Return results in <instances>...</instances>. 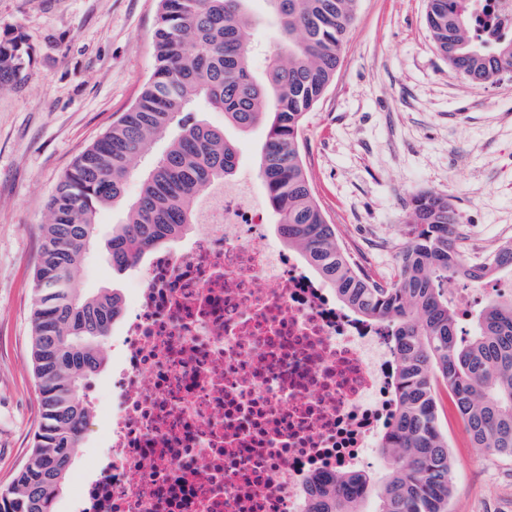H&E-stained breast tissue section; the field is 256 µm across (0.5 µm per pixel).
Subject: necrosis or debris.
<instances>
[{
	"label": "necrosis or debris",
	"mask_w": 512,
	"mask_h": 512,
	"mask_svg": "<svg viewBox=\"0 0 512 512\" xmlns=\"http://www.w3.org/2000/svg\"><path fill=\"white\" fill-rule=\"evenodd\" d=\"M267 230L248 186L227 187L151 256L86 512H301L314 480L365 464L394 413V328Z\"/></svg>",
	"instance_id": "4bbe7bcc"
}]
</instances>
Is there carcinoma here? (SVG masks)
<instances>
[{
	"label": "carcinoma",
	"instance_id": "carcinoma-1",
	"mask_svg": "<svg viewBox=\"0 0 512 512\" xmlns=\"http://www.w3.org/2000/svg\"><path fill=\"white\" fill-rule=\"evenodd\" d=\"M253 0H159L154 65L136 102L76 158L44 225L31 315L40 425L27 462L6 489L0 512H55V499L92 415L85 386L105 366L103 345L123 312L122 296L76 287L101 212L125 198L139 158L172 125L168 144L129 204L109 244L112 268L125 271L198 223L208 194L238 169V145L224 128L193 115L202 103L241 132L266 127L257 165L277 233L345 305L395 327L396 417L376 448L387 473L362 470L319 482L305 512H448L451 459L440 425L439 387L448 388L473 444L512 457V297L492 299L473 332L459 334L448 278L471 277L459 214L444 195L410 201L409 240L397 274L373 281L340 244L305 172L300 132L336 76L356 0H265L280 43L254 71L248 29ZM426 22L448 64L470 83L512 70V38L490 44L476 0H428ZM31 62L23 35L0 36V88ZM483 275L512 274V242L488 254Z\"/></svg>",
	"mask_w": 512,
	"mask_h": 512
}]
</instances>
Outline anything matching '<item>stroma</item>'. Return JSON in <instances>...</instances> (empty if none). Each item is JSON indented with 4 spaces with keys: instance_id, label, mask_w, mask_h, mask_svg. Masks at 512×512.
I'll return each mask as SVG.
<instances>
[{
    "instance_id": "1",
    "label": "stroma",
    "mask_w": 512,
    "mask_h": 512,
    "mask_svg": "<svg viewBox=\"0 0 512 512\" xmlns=\"http://www.w3.org/2000/svg\"><path fill=\"white\" fill-rule=\"evenodd\" d=\"M427 0H358L333 83L303 127L314 194L342 245L375 277L393 278L412 195L450 197L471 253L512 230V73L463 80L426 25ZM158 0H0V32L33 52L23 80L0 90V491L25 464L40 422L30 350L34 273L47 202L77 155L134 104L153 69ZM255 173L263 127L239 134ZM125 203L99 216L89 291L141 288L145 265L113 269L108 242ZM441 428L452 457L448 512H512V458L474 447L448 398Z\"/></svg>"
}]
</instances>
